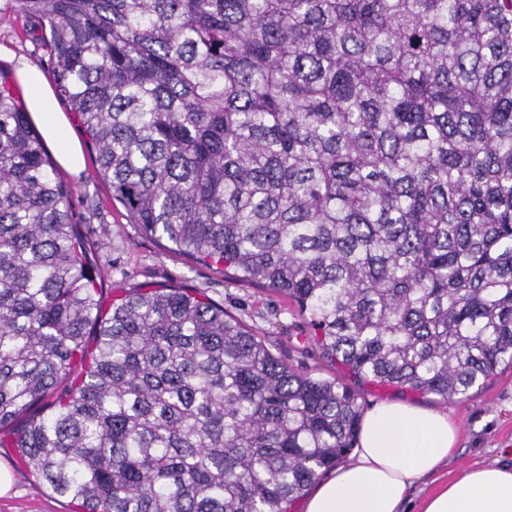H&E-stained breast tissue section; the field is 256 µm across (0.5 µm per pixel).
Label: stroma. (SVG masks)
<instances>
[{
  "label": "stroma",
  "mask_w": 512,
  "mask_h": 512,
  "mask_svg": "<svg viewBox=\"0 0 512 512\" xmlns=\"http://www.w3.org/2000/svg\"><path fill=\"white\" fill-rule=\"evenodd\" d=\"M24 16L7 14L0 21V72L11 75L19 58L47 69L45 50L28 35ZM67 120L72 136L80 142L85 168L80 175L60 172L70 191V206L92 254L105 299L120 298L133 288L181 287L206 295L240 319L276 356L293 368L327 379H339L354 388L363 409L383 401H399L447 411L459 433L448 462L421 479L405 504L406 512H419L422 499L462 471L482 465L512 464V369H499L469 398L444 402L433 395L377 386L354 378L344 366L323 358L308 342L310 327L284 297L256 287L242 286L223 270L192 262L166 240L145 234L133 224L123 206L112 198V189L96 172L95 152L75 113ZM0 459L9 462L15 479L14 496L0 498V512H76L77 503L39 483L22 467L10 448H0Z\"/></svg>",
  "instance_id": "1"
}]
</instances>
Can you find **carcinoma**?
Listing matches in <instances>:
<instances>
[{
  "mask_svg": "<svg viewBox=\"0 0 512 512\" xmlns=\"http://www.w3.org/2000/svg\"><path fill=\"white\" fill-rule=\"evenodd\" d=\"M133 223L274 291L356 377L512 367V0H8ZM0 77V447L82 512H288L363 409L224 307L104 308Z\"/></svg>",
  "mask_w": 512,
  "mask_h": 512,
  "instance_id": "cac0c4a2",
  "label": "carcinoma"
}]
</instances>
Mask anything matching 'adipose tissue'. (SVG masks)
Wrapping results in <instances>:
<instances>
[{
    "label": "adipose tissue",
    "instance_id": "ef3b65f1",
    "mask_svg": "<svg viewBox=\"0 0 512 512\" xmlns=\"http://www.w3.org/2000/svg\"><path fill=\"white\" fill-rule=\"evenodd\" d=\"M17 80L32 119L41 124L59 164L80 174L81 147L69 134L44 74L25 63ZM458 439L448 412L402 402H380L366 412L348 462L319 483L305 512H403L416 482L447 460ZM420 512H512V465L465 470L422 502Z\"/></svg>",
    "mask_w": 512,
    "mask_h": 512
}]
</instances>
